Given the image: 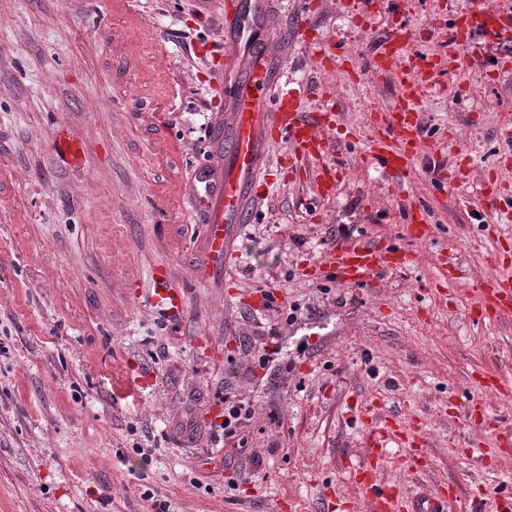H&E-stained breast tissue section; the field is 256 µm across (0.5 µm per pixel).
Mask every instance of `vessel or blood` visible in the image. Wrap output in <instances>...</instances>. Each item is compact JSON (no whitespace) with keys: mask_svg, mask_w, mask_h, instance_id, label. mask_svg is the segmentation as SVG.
<instances>
[{"mask_svg":"<svg viewBox=\"0 0 512 512\" xmlns=\"http://www.w3.org/2000/svg\"><path fill=\"white\" fill-rule=\"evenodd\" d=\"M278 4L279 0H259L247 10L241 0H195L196 16L226 31L214 60L216 73L224 77L226 109L214 112L209 158L188 179L178 173L181 147L168 135L167 105L176 99L177 82L169 62L156 53L163 40L160 30L148 20L143 0H99L97 4L98 10L113 20L112 25L98 30V37L108 46L113 60L127 67L131 89L148 95L149 108L143 121L149 132L150 152L164 171L154 183V193L162 210L182 221L179 233L167 246L181 259L191 278L200 283H233L235 243L268 196L266 172L275 147H282V160L317 194L330 197L336 191L339 172L327 163L326 155L335 143L338 116L299 111L300 89L286 87L279 63L288 39L272 33L279 16ZM465 23L470 32L483 36L485 51L503 55L504 25L481 0H473ZM407 41L405 28H396L385 37L380 60L401 55ZM394 78L399 87L396 129L373 139L369 153L394 173L404 175L415 159L432 152L433 146L420 132V91L415 73L399 68ZM53 151L77 165L85 164L88 155L85 143L72 141L62 131L54 140ZM384 251L379 243L339 240L326 251L322 263L335 271L339 285H362L374 277ZM118 285L144 292L150 316L174 326L186 323L188 296L173 283L167 267L152 268L142 280L119 279ZM483 293L486 306L498 318L512 320L511 282L487 278ZM367 436L372 449L366 463L353 474L365 512H447L451 507L456 512H470L454 484L440 485L421 503L401 488L377 481L376 474L385 465L382 448L411 444L414 433L404 421L371 417Z\"/></svg>","mask_w":512,"mask_h":512,"instance_id":"1","label":"vessel or blood"}]
</instances>
